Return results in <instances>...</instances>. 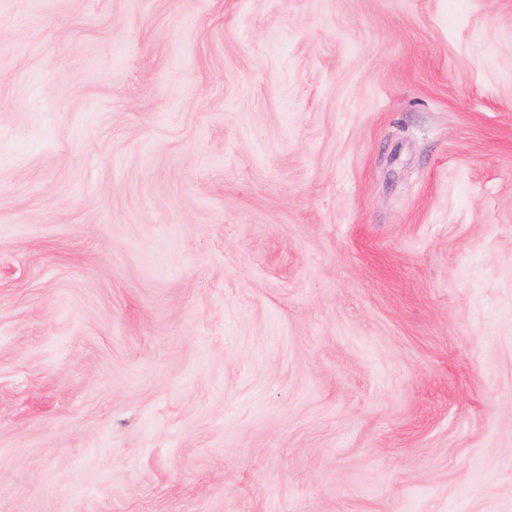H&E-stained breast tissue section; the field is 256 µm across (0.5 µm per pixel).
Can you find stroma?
I'll return each mask as SVG.
<instances>
[{"label": "stroma", "mask_w": 512, "mask_h": 512, "mask_svg": "<svg viewBox=\"0 0 512 512\" xmlns=\"http://www.w3.org/2000/svg\"><path fill=\"white\" fill-rule=\"evenodd\" d=\"M0 512H512V0H0Z\"/></svg>", "instance_id": "obj_1"}]
</instances>
